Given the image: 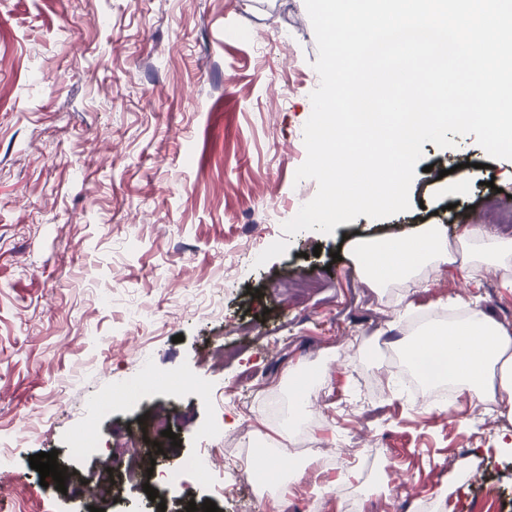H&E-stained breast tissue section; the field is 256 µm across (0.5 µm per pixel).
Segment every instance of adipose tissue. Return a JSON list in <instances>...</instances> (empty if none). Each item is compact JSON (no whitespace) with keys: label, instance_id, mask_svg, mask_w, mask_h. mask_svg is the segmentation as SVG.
Wrapping results in <instances>:
<instances>
[{"label":"adipose tissue","instance_id":"1","mask_svg":"<svg viewBox=\"0 0 512 512\" xmlns=\"http://www.w3.org/2000/svg\"><path fill=\"white\" fill-rule=\"evenodd\" d=\"M464 251L470 271L505 266L512 263V238L475 228ZM355 255L359 275L384 289L447 262L448 244L437 225L425 224L405 239L359 243ZM405 352L414 361L436 358L443 380L512 418V340L503 336L482 309H468L463 319L449 327L426 326L406 341Z\"/></svg>","mask_w":512,"mask_h":512}]
</instances>
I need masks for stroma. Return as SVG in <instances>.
<instances>
[{
	"label": "stroma",
	"instance_id": "1",
	"mask_svg": "<svg viewBox=\"0 0 512 512\" xmlns=\"http://www.w3.org/2000/svg\"><path fill=\"white\" fill-rule=\"evenodd\" d=\"M318 49L304 0H0V512H175L156 484L114 480L109 497L73 498L97 478L98 456H75L73 433L95 417L110 448L133 430L164 456L222 448L212 423L249 422L250 445L267 448L279 419L260 387L310 370L320 412L301 434L304 457L282 458L292 480L278 498L250 488L249 471L225 470L229 492L195 503L219 512H479L487 487L512 512V421L484 425L479 404L455 393L450 410L416 406L369 386L375 336L399 346L405 324L470 304L512 334V266L464 270L461 241L474 210L496 198L484 231L512 237V160L487 156L476 139L425 142L410 208L365 216L333 233L285 234L283 223L318 185L296 182L304 126L320 84ZM465 192H457V183ZM440 225L448 261L384 308L339 247L362 237H406ZM240 254L211 307L196 295ZM122 268V285L113 282ZM356 341L352 353L340 344ZM194 390L155 386L148 398L113 399L141 358ZM223 394L237 404H218ZM110 407L95 415L99 400ZM175 414L156 438L159 410ZM373 441L379 473L322 459L325 448ZM56 452L66 492L41 486L29 458Z\"/></svg>",
	"mask_w": 512,
	"mask_h": 512
}]
</instances>
